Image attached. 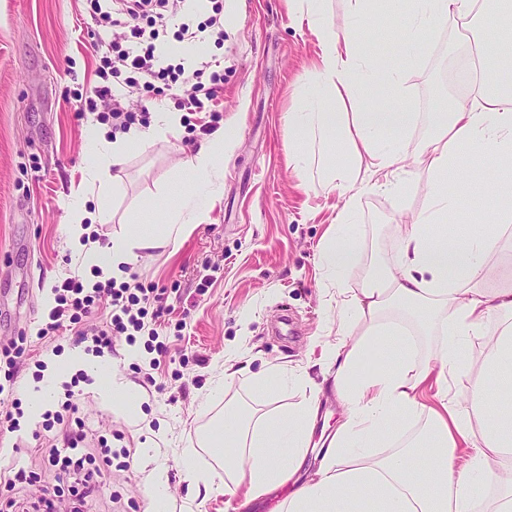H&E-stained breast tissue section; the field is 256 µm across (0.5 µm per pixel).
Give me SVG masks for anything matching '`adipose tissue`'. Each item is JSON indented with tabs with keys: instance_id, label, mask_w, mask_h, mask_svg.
Returning a JSON list of instances; mask_svg holds the SVG:
<instances>
[{
	"instance_id": "adipose-tissue-1",
	"label": "adipose tissue",
	"mask_w": 512,
	"mask_h": 512,
	"mask_svg": "<svg viewBox=\"0 0 512 512\" xmlns=\"http://www.w3.org/2000/svg\"><path fill=\"white\" fill-rule=\"evenodd\" d=\"M324 0H289L306 18L321 47L309 75L313 87L288 114L292 172L305 180L314 159L303 144L307 134L336 147L323 161L324 182L342 200L319 253L322 303L336 317V337L321 346L314 381L308 368L273 365L247 374L240 355L224 359V376L244 377L249 389L286 391L297 403L283 412L240 418L235 406L224 411L226 442L236 447L224 463V483L213 481L192 459L184 479L207 494L224 492L251 504L289 487L276 512H512V409L494 404L492 380L512 373V288L489 283L487 257L512 224V42L495 51V61L451 112L434 114L433 134L417 156L430 175L427 206L400 238L396 263L347 294L343 277L357 252L345 233L356 209V187L377 188L402 197L406 185L404 139L416 113L386 112L367 104L364 89L401 87V75L365 51L361 14L371 0H348L350 19L340 26L322 19ZM412 11L394 37L418 40L448 19L471 20L475 0H412ZM177 112H161L145 128L115 136L106 126L87 124L84 137L95 150L87 170L95 199L74 196L66 232L71 249L92 282L123 275L139 252L176 245L188 227L203 223L207 204L221 193L226 151L223 131L206 139L184 163L181 189L166 203L141 206L129 230L90 241V227L108 223L105 205L109 173L148 141L175 132ZM495 168L502 180L496 208L457 234L440 239L432 225L457 208L450 174L467 168ZM494 332H487L489 321ZM396 347L399 363L366 368L367 359ZM332 382L344 415L317 469L298 480L319 418L323 382ZM496 416L494 428L485 420ZM416 425L408 438H387L390 422ZM429 460L424 477L414 474L417 455Z\"/></svg>"
}]
</instances>
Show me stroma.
I'll list each match as a JSON object with an SVG mask.
<instances>
[{
    "label": "stroma",
    "instance_id": "stroma-1",
    "mask_svg": "<svg viewBox=\"0 0 512 512\" xmlns=\"http://www.w3.org/2000/svg\"><path fill=\"white\" fill-rule=\"evenodd\" d=\"M407 10L406 0H393L365 16L372 31L369 55L404 78L403 94L376 85L366 96L372 105L418 113L404 143L415 155L429 137L430 116L463 93L454 77L457 61L477 55L484 41L478 22L451 21L403 47L390 31ZM123 34L100 23L94 0H0V343L23 334L34 338L47 311L46 294L77 264L65 233L66 203L84 188L87 120L66 99L96 84L103 44ZM198 50L200 57L224 62V88L212 108L222 116L231 148L222 193L206 223L186 233L175 250L144 251L131 266L143 287L168 295L159 330L165 354L156 358L143 343L121 341L110 358L141 392L143 419L134 424L116 413L96 374L71 390L58 385L50 398L55 411L74 397L79 416L94 430L88 447L102 436L113 450L130 451L125 467L103 473L102 490L88 498L87 512H151L145 476L158 466L168 478V512H226L222 495L190 502L184 458L222 483L223 467L199 444L211 418L223 416L230 402L266 413L293 406L296 398L268 397L238 378L213 389L225 354L239 349L253 373L279 363L303 366L313 343L336 336V321L321 304L316 252L336 217L337 195L315 170L307 188L298 187L286 140V115L310 91L317 39L289 12L288 0H224L223 44L207 40ZM210 121L208 113L192 115L190 126L112 168L118 189L108 200L110 222L96 227L100 235L124 230L145 202L180 188L182 165L207 138ZM428 178L419 167L407 173L408 191L400 200L384 191L360 193L352 223L358 260L346 275L347 292L380 265L395 263L399 231L424 209ZM497 181L490 167L455 178L463 216L495 208ZM110 311L108 300H101L82 325L59 329L57 342L34 338L37 361L19 366L16 397L29 400L37 365L52 367L58 353L76 350L79 329L107 320ZM206 393L212 400L204 415L198 401ZM61 430L22 419L21 442L0 436V454L34 461L46 435ZM113 491L120 501L110 499Z\"/></svg>",
    "mask_w": 512,
    "mask_h": 512
}]
</instances>
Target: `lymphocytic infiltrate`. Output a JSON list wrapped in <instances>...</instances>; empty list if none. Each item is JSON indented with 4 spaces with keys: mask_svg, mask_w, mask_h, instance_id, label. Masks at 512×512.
<instances>
[{
    "mask_svg": "<svg viewBox=\"0 0 512 512\" xmlns=\"http://www.w3.org/2000/svg\"><path fill=\"white\" fill-rule=\"evenodd\" d=\"M186 0H110L106 11L101 12V22L129 29L125 42H112L102 58V74L113 77V84L94 86L89 94L76 97L74 110L78 114L96 113L99 121L110 124L113 130L128 131L135 124L138 114H149L153 105L151 94L157 85L166 86L172 93L175 105L194 114L203 111L207 102L213 101L224 87V63L213 59L191 66H161V55L156 46L159 29L170 26L176 39L193 41L205 37L223 39L224 16L221 0H214L212 13L206 22L193 25L183 22L181 14ZM143 87L146 92L140 102V113L127 111L123 99L127 90ZM101 103L110 104L107 112L98 111ZM54 305L37 331L38 339L52 337L64 323L78 324L88 317L98 298L110 300L112 313L109 320L81 332L79 342H87L96 355L114 352L116 338H124L127 344H135L142 335L155 340L157 352H164V344L158 343L157 322L162 317L164 289L145 288L137 282L95 284L84 287L75 277L63 278L54 286ZM77 406L67 401L61 410L45 412V419L63 422L65 415H73V426L66 431L60 444L51 445L41 452V467L27 466L18 458H0V486L7 496L0 501L5 508L15 507L16 494L26 486L37 482L42 470L57 472L81 485L76 496L78 505L72 512H81L79 505L99 488L98 477L102 467L111 466L113 451L108 446L80 453L78 445L87 437L86 424L76 415Z\"/></svg>",
    "mask_w": 512,
    "mask_h": 512,
    "instance_id": "1",
    "label": "lymphocytic infiltrate"
}]
</instances>
